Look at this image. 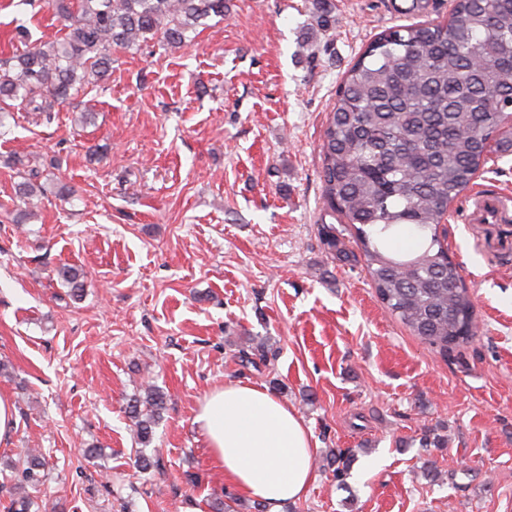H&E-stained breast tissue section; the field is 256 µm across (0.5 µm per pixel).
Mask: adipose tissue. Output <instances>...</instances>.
I'll use <instances>...</instances> for the list:
<instances>
[{
  "label": "adipose tissue",
  "mask_w": 512,
  "mask_h": 512,
  "mask_svg": "<svg viewBox=\"0 0 512 512\" xmlns=\"http://www.w3.org/2000/svg\"><path fill=\"white\" fill-rule=\"evenodd\" d=\"M196 422L226 482L267 512L301 500L312 480L311 434L273 393L228 383L202 400Z\"/></svg>",
  "instance_id": "ef3b65f1"
}]
</instances>
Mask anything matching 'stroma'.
Returning <instances> with one entry per match:
<instances>
[{
    "mask_svg": "<svg viewBox=\"0 0 512 512\" xmlns=\"http://www.w3.org/2000/svg\"><path fill=\"white\" fill-rule=\"evenodd\" d=\"M409 2L328 0L321 28L314 0H225L184 46L115 52L106 88L51 121L7 119L0 394L17 415L0 512L26 493L12 465L30 448L48 467L26 494L56 512H210L226 483L195 417L233 382L312 434L315 479L282 512H512V224L468 223V190L449 207L478 334L446 355L320 236L319 145L344 72L385 29L448 17V0L402 15ZM60 34L47 0H0V58ZM13 155L47 189L31 217ZM65 264L85 272L82 299ZM145 383L166 408L142 471L128 405ZM57 278L70 289L73 297L79 298L85 286V273L75 265H62L56 270Z\"/></svg>",
    "mask_w": 512,
    "mask_h": 512,
    "instance_id": "stroma-1",
    "label": "stroma"
}]
</instances>
